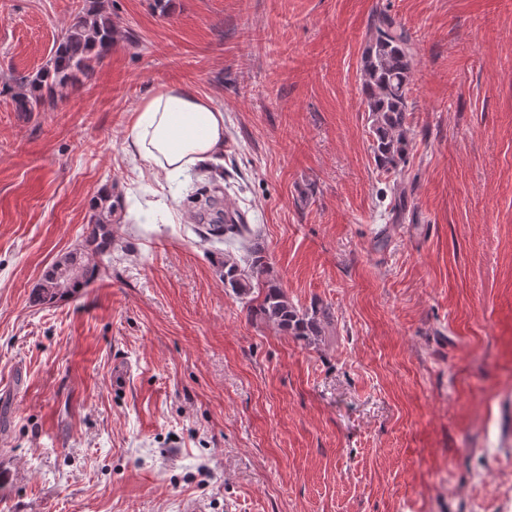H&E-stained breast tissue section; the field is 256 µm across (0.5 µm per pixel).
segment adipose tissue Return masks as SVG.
<instances>
[{
  "label": "adipose tissue",
  "instance_id": "adipose-tissue-1",
  "mask_svg": "<svg viewBox=\"0 0 512 512\" xmlns=\"http://www.w3.org/2000/svg\"><path fill=\"white\" fill-rule=\"evenodd\" d=\"M126 156L156 181L218 162L224 153V113L182 84H162L135 110Z\"/></svg>",
  "mask_w": 512,
  "mask_h": 512
}]
</instances>
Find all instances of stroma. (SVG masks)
I'll return each mask as SVG.
<instances>
[{"label": "stroma", "mask_w": 512, "mask_h": 512, "mask_svg": "<svg viewBox=\"0 0 512 512\" xmlns=\"http://www.w3.org/2000/svg\"><path fill=\"white\" fill-rule=\"evenodd\" d=\"M83 0H0V85ZM415 48L409 155L379 171L373 15ZM114 39L41 111L0 94V512H512V0H112ZM183 83L224 161L159 184L133 109ZM111 196L112 251L46 303ZM240 211L295 339L225 288L192 200ZM405 211H398V203ZM76 261V257L71 255L56 262L46 271L41 286L44 284L49 288H40L44 302H53L56 298L87 286L97 279L100 272L98 264H80Z\"/></svg>", "instance_id": "stroma-1"}]
</instances>
